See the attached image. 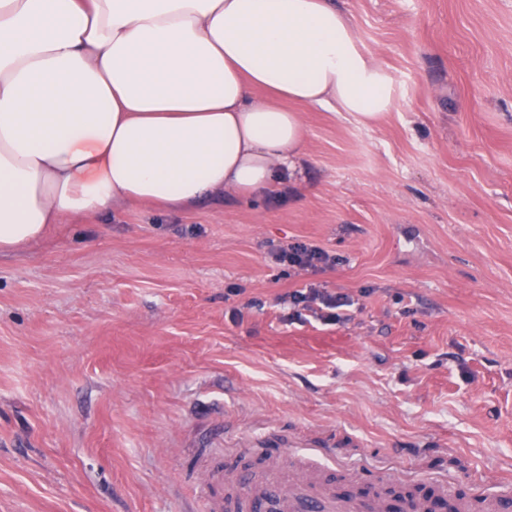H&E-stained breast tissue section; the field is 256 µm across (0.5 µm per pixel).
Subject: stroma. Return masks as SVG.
<instances>
[{"instance_id":"1","label":"stroma","mask_w":512,"mask_h":512,"mask_svg":"<svg viewBox=\"0 0 512 512\" xmlns=\"http://www.w3.org/2000/svg\"><path fill=\"white\" fill-rule=\"evenodd\" d=\"M336 3L392 108L303 107L280 200L127 203L0 254V512H205L216 453L305 443L512 480V0ZM295 241L335 265H269ZM294 304H303L306 308H313L314 304H320L326 309H338L348 306L341 295H331L319 288H307L306 292H296L291 296ZM323 307H319L321 310Z\"/></svg>"}]
</instances>
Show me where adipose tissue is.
<instances>
[{"label":"adipose tissue","mask_w":512,"mask_h":512,"mask_svg":"<svg viewBox=\"0 0 512 512\" xmlns=\"http://www.w3.org/2000/svg\"><path fill=\"white\" fill-rule=\"evenodd\" d=\"M392 97L335 0H0V253L123 201L276 196L305 144L281 100L368 124Z\"/></svg>","instance_id":"1"}]
</instances>
